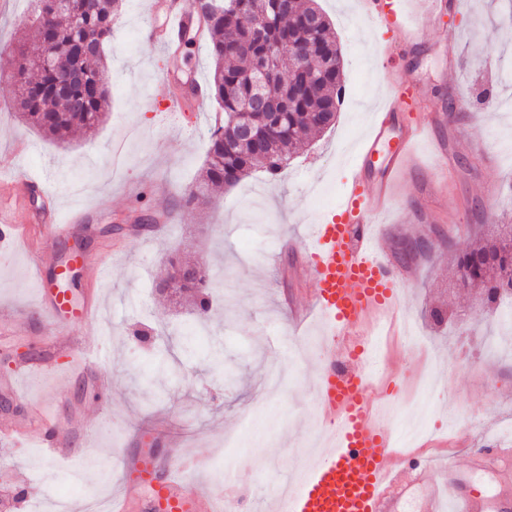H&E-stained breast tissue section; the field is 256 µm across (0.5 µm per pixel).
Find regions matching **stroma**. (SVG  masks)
Returning <instances> with one entry per match:
<instances>
[{
    "instance_id": "obj_1",
    "label": "stroma",
    "mask_w": 512,
    "mask_h": 512,
    "mask_svg": "<svg viewBox=\"0 0 512 512\" xmlns=\"http://www.w3.org/2000/svg\"><path fill=\"white\" fill-rule=\"evenodd\" d=\"M135 2L124 0L107 57L110 103L94 134L56 143L25 125L12 110L10 71L0 68V171L42 179L48 188L38 199L16 200V223H28L37 203L53 204L63 219L71 207L87 210L85 230L56 242L35 236L0 252V308L12 318L11 335L0 338V379L39 358L42 337L61 328L96 335L112 371L107 400L95 368L74 369L63 356L58 373L23 381L15 394L0 390V423L29 425L26 439L0 440V485L26 487L40 512L106 499L121 488L123 454L149 442L176 464L182 453L197 455L195 469L184 473L189 486L274 512L278 488L309 457L320 429L313 370L333 349L318 317L309 318L306 336L292 334L282 302L289 297L303 306L309 299V283L294 279V258L351 177L355 143L382 89L376 48L391 34L362 18L351 0H315L342 52L345 109L310 145L294 149L277 183L255 171L214 188L206 205L186 209L179 202L198 183L209 130L223 114L211 99L203 112L176 110L169 101L175 80L207 83L213 61L201 46L171 54L145 41ZM28 11L29 0H0V49L25 40ZM507 31L497 0H462L456 14L429 26L417 59L398 62L404 73L438 87L435 106L456 103L459 116L437 131L451 160L443 218L429 219L419 208V184L438 174L424 142L420 171L382 222L385 256L412 274L398 288L410 328L378 336L373 390L381 392L385 368H398V424L419 399L429 404L426 436L398 442V453H451L463 465L512 418V335L499 331V305L459 287L449 264L479 233L494 230L491 216L512 224V156L500 148L512 143V115L494 107L512 94V52L499 47ZM445 54L455 67L444 74ZM19 141L29 153H15ZM76 240L110 273L95 284L78 276L71 288L77 305L94 293L100 309L93 321L57 324L39 305L29 249L54 265ZM419 240L423 249L403 253L404 244ZM178 256L205 261L212 290L236 306L233 319L214 315L208 337L190 347L178 332L196 309L162 288L169 260ZM35 406L84 426L76 447L82 470L43 463L39 430L28 422Z\"/></svg>"
}]
</instances>
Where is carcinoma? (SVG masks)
<instances>
[{
	"instance_id": "cac0c4a2",
	"label": "carcinoma",
	"mask_w": 512,
	"mask_h": 512,
	"mask_svg": "<svg viewBox=\"0 0 512 512\" xmlns=\"http://www.w3.org/2000/svg\"><path fill=\"white\" fill-rule=\"evenodd\" d=\"M33 2L30 43L18 47L11 59L16 102L24 123L61 140L74 129L91 130L102 122L109 102V88L103 81L106 49L112 43V18L119 0H83L79 26L65 13L51 14L47 0ZM202 7L210 31L206 48L214 61L208 93L226 116L250 110L258 144L243 145L237 127L226 122L214 127L205 174L181 199L185 207L206 204L209 186H232L253 171L277 180L288 166V149L333 124L341 91L342 60L336 34L318 7L301 0H205ZM260 15L266 20L258 31L254 21ZM312 15L320 19L313 29L306 24ZM49 31L60 65L79 72L65 95L56 91L54 72L37 64ZM86 36L97 45L91 60L80 55ZM330 54L335 55V67L317 73L307 69ZM269 56L285 67L293 65L297 74L284 84H260L252 59ZM260 94L269 104L255 109L253 102ZM456 265L467 284L481 289L488 301L512 295V234L500 233L458 255ZM175 291L194 292L200 314L209 311L208 275L178 283Z\"/></svg>"
}]
</instances>
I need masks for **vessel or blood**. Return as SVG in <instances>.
Masks as SVG:
<instances>
[{
    "instance_id": "vessel-or-blood-1",
    "label": "vessel or blood",
    "mask_w": 512,
    "mask_h": 512,
    "mask_svg": "<svg viewBox=\"0 0 512 512\" xmlns=\"http://www.w3.org/2000/svg\"><path fill=\"white\" fill-rule=\"evenodd\" d=\"M361 16L399 33L398 46H383L382 59L394 49L410 50L424 42L422 31L438 13H451L460 0H357ZM150 13H164L163 29L147 25L142 33L152 43L169 47L194 19L192 0H150ZM446 111L431 106L428 89L401 75L387 79L366 132L356 146V173L335 214L315 225L305 246V264L312 275V306L328 335L348 337L346 353L354 363L337 369L327 361L316 373L319 415L331 431V446L295 475L277 497V512H512V446H485L463 468L456 457L440 464L408 460L393 448L389 433L369 408L366 398L372 376L373 341L364 325L371 314L396 312V270L386 260L376 226L396 205L402 182L411 177L416 145L447 123ZM33 180L0 175V246L12 245L18 231L7 217L4 200L29 193ZM84 211L72 212L68 223L56 213L34 216V230L58 240L80 224ZM40 282V303L52 319L63 318L70 299L46 281V263L33 255ZM56 351L73 365L94 363V346L67 336L52 340ZM39 446L52 464L74 454L78 432L73 421L53 416L39 420ZM498 478L499 492L481 491L476 474ZM122 491L109 512H233L229 501L214 492L190 489L167 461L149 451L122 457Z\"/></svg>"
}]
</instances>
